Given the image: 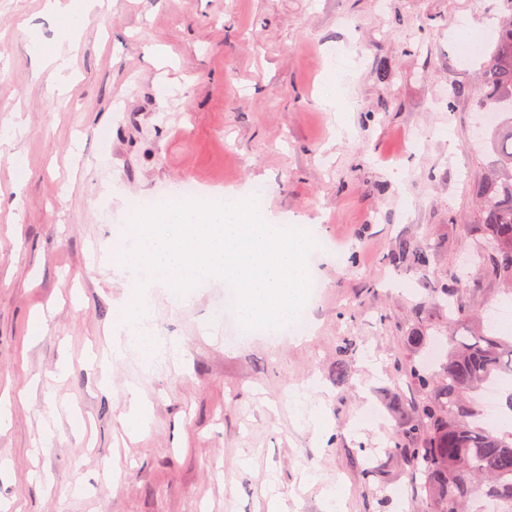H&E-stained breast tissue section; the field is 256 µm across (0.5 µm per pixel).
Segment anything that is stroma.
Here are the masks:
<instances>
[{"instance_id": "35a3bbf8", "label": "stroma", "mask_w": 512, "mask_h": 512, "mask_svg": "<svg viewBox=\"0 0 512 512\" xmlns=\"http://www.w3.org/2000/svg\"><path fill=\"white\" fill-rule=\"evenodd\" d=\"M45 0H0V392H23L0 428L8 512H425L420 481L388 452L395 376L419 327L444 345L429 283L464 273L482 315L505 308L464 231L488 163L471 93L480 61L457 20L495 42L499 0H110L68 34ZM64 44L59 84L40 49ZM344 81L335 111L322 78ZM27 178L16 184V160ZM184 181L265 186L261 203L306 225L323 284L313 330L237 342L214 319L223 279L153 288L154 331L177 363L87 365L108 352L129 207ZM429 246L426 278L386 260ZM48 330L32 339L29 323ZM352 372L336 379L339 348ZM136 387L150 426L128 432ZM82 416L85 432L74 431ZM382 463L380 476L369 469Z\"/></svg>"}]
</instances>
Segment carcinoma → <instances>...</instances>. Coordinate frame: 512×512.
<instances>
[{
	"label": "carcinoma",
	"instance_id": "1",
	"mask_svg": "<svg viewBox=\"0 0 512 512\" xmlns=\"http://www.w3.org/2000/svg\"><path fill=\"white\" fill-rule=\"evenodd\" d=\"M501 22L494 45L481 56L478 109L500 112L483 142L493 153L484 187L476 196V223L468 228L475 252L487 272L512 294V0H501ZM388 261L425 273L429 248L402 242ZM477 285L455 274L431 288L432 300L448 308V323L474 322L469 306ZM396 376L415 386L420 399L394 402L403 416L390 453L407 467L408 476L424 478L426 512H476L483 498L512 512V433L481 428L472 394L500 376H512V341L490 325H477L471 339L448 336V348L432 362L395 364Z\"/></svg>",
	"mask_w": 512,
	"mask_h": 512
}]
</instances>
